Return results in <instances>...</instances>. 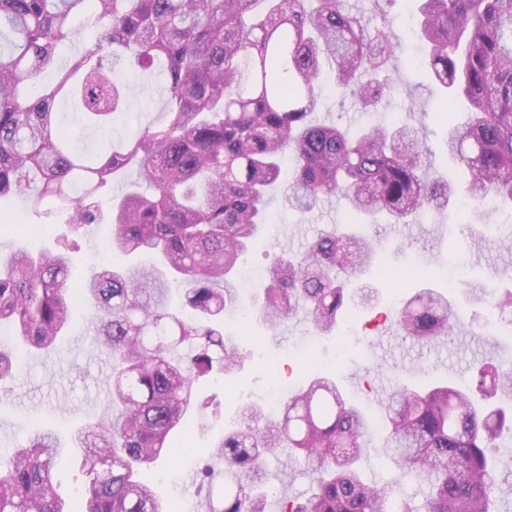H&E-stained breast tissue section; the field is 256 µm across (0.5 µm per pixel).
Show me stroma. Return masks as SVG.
<instances>
[{
  "label": "stroma",
  "mask_w": 512,
  "mask_h": 512,
  "mask_svg": "<svg viewBox=\"0 0 512 512\" xmlns=\"http://www.w3.org/2000/svg\"><path fill=\"white\" fill-rule=\"evenodd\" d=\"M417 7V0H396L388 9L387 19L401 37L402 50L393 62V86L381 105L371 112L361 111L326 76L320 81L321 99L311 120L350 128L390 122L422 128L436 170L448 174L452 171L446 146L448 128L436 119L440 95L428 70L412 61L408 30ZM117 76L129 88V106L107 128L86 126L70 102L58 103V121L70 133L74 148L92 150L161 121L163 75L122 68ZM287 192L283 183L269 193L270 222L247 253L248 266L269 268L277 256L304 251L319 232L343 223V201L332 198L313 212L300 213L288 206ZM462 203V198H455L445 211L423 212L409 224L368 227L392 278L378 283L373 305L358 307L341 324L338 334L315 336L301 314L273 333L257 323L248 328L226 326V333L247 355L244 364L232 373L195 382L198 400L209 404L204 417H193L188 435H175L173 458L156 461L143 471V480L177 498L190 491L185 512H204L205 496L195 490L196 471L203 466L216 472L224 468L222 460L207 456V449L223 436L225 426L238 417L244 405L270 406L272 389L297 388L310 369L334 371L348 395L376 416L398 381L424 385L443 380L464 387L476 360L495 354L512 359V309L501 313L498 333L487 334L485 307L470 299L465 288L469 282L490 281L498 290H512V254L491 241H472L471 228L482 224L483 216L472 210L466 214L467 223H457ZM0 208L18 218L14 228L0 227L2 255L20 249H56L59 237L67 232L56 205L36 214L12 197L0 202ZM110 233V225L100 224L76 236L78 260L73 282L82 281L101 266L118 263V256L109 248ZM451 265L458 269L460 280L452 289L439 276ZM427 286L447 290L460 321L457 330L432 345L402 336L390 324L402 301ZM96 324L95 309L81 305L73 311L68 333L55 349L19 353L16 376L6 399L0 401V448L25 445L35 427L49 423L66 444L75 428L110 414L112 368L96 341ZM287 468L293 469L294 478L285 488L279 478ZM362 468L370 482L392 484L394 501L408 500L417 512L422 508L423 485L402 475L388 458L368 451ZM266 481L268 512H278L281 489L293 495L311 491L302 462L290 461L284 449L271 457Z\"/></svg>",
  "instance_id": "obj_1"
}]
</instances>
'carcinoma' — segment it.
Listing matches in <instances>:
<instances>
[{
	"label": "carcinoma",
	"mask_w": 512,
	"mask_h": 512,
	"mask_svg": "<svg viewBox=\"0 0 512 512\" xmlns=\"http://www.w3.org/2000/svg\"><path fill=\"white\" fill-rule=\"evenodd\" d=\"M0 0V200L19 197L40 212L57 203L79 232L106 220L112 251L148 252L151 265L102 267L81 287L69 284L77 261L68 244L52 254L0 256V326L17 343L48 352L74 307L93 304L96 337L112 365L110 417L78 429L85 477L81 502L66 505L54 483L57 435L33 433L0 465V512H167L139 468L173 455L169 435L204 415L196 380L242 365L220 317L242 307L238 264L268 221L267 193L281 162L295 168L288 204L310 212L323 200L348 201L351 220L320 233L301 254L282 256L252 285L253 320L276 331L305 312L313 330L330 333L372 288H352L366 274L386 277L373 238L350 225L362 216L406 224L423 209L443 210L456 184L433 170L419 129L373 126L351 133L308 120L318 104L323 66L336 87L367 109L385 96L400 38L389 22L353 13L347 0ZM416 35L424 64L442 94L448 156L466 176L476 208L512 213V0H419ZM84 41L61 66L58 49ZM122 63L161 68L163 119L116 146L70 149L56 103L71 99L91 125L104 127L127 107L114 77ZM47 72L55 82L35 100L28 88ZM468 120L456 123L458 105ZM137 173L147 190L107 201L112 180ZM184 283L189 317L170 305L171 280ZM473 300L512 307L492 286L468 284ZM395 327L418 342L448 336L455 313L442 293L424 288L397 313ZM14 378V358L0 350V400ZM485 404L440 382L405 383L382 405V455L427 488V512H491L512 494L499 481L491 449L512 434V361L492 357L475 370ZM373 436L371 418L322 371L275 419L249 404L239 424L212 448L224 480L211 485L205 512H267L263 470L277 448L304 459L307 497L283 493L279 512H388L393 488L370 484L357 462Z\"/></svg>",
	"instance_id": "carcinoma-1"
}]
</instances>
